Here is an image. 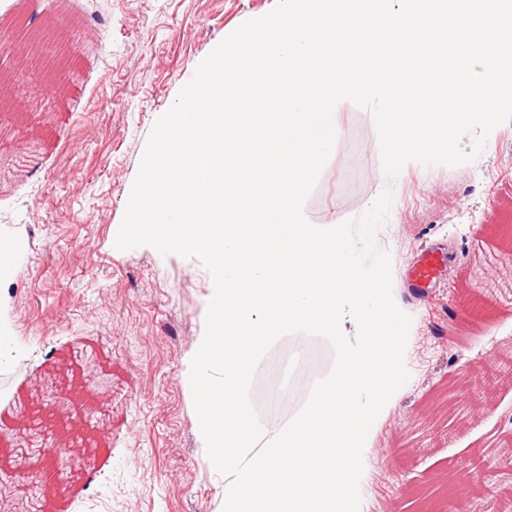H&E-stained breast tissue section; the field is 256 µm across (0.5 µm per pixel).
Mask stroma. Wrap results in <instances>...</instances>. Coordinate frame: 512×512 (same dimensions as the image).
<instances>
[{
	"mask_svg": "<svg viewBox=\"0 0 512 512\" xmlns=\"http://www.w3.org/2000/svg\"><path fill=\"white\" fill-rule=\"evenodd\" d=\"M7 2L4 39L16 24L36 30L56 16L75 19L78 29L64 68L77 86L70 104L59 103L35 69L0 112V239L24 244L16 265L0 273V334L19 349L0 364L11 377V399L0 400V472L41 445L49 423L20 401L34 386L60 387L56 362L64 356L89 375L94 392L69 408L103 436L97 458L72 472L67 512H223L224 477L209 466L186 380L211 276L197 259L148 245L120 250L115 239L157 118L223 39L276 0ZM32 101L38 109L18 125L16 110ZM337 120L360 125L365 137L364 191H332L345 160L336 150L304 216L312 224L355 218L392 185L375 241L391 256L392 294L411 318L410 379L376 426L363 512H438L448 473L460 464L486 474L470 501L478 512L512 487V470L482 454L512 447V380L502 376L512 365V294H481L512 273V160L501 151L512 121L497 126L492 148L476 161L415 162L390 183L369 111L347 106ZM489 224L498 227L499 249L487 246ZM433 248L437 279L415 292L412 267ZM464 287L475 292L466 304L457 297ZM469 324L471 338L454 339V329ZM457 377L471 399L497 390L493 407L464 430L434 409Z\"/></svg>",
	"mask_w": 512,
	"mask_h": 512,
	"instance_id": "35a3bbf8",
	"label": "stroma"
}]
</instances>
